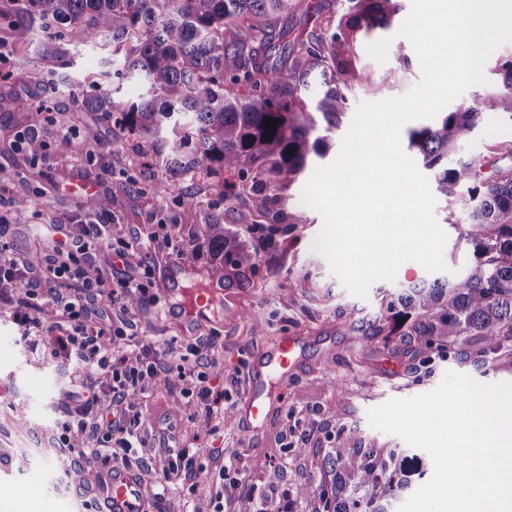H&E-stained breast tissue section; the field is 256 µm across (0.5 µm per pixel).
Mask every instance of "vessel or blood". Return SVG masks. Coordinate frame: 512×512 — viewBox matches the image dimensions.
Instances as JSON below:
<instances>
[{"instance_id":"vessel-or-blood-1","label":"vessel or blood","mask_w":512,"mask_h":512,"mask_svg":"<svg viewBox=\"0 0 512 512\" xmlns=\"http://www.w3.org/2000/svg\"><path fill=\"white\" fill-rule=\"evenodd\" d=\"M401 25V18L391 13L381 22L370 26L363 24L349 32L347 41L350 46L357 48V61L363 67H375V60L365 53L366 46L396 35ZM186 273V267L180 262H169L160 280V288L168 299V319L177 320L181 332L196 334L204 330L208 321L207 304L221 302L224 282L215 277L209 278L207 299H197L184 287ZM305 344L304 336L289 333L280 337L262 357L251 362L247 378L248 392L234 412L235 419L248 433H257L269 420L276 400L274 385L301 367ZM146 509L147 499L141 474L129 468L112 469L106 512H146Z\"/></svg>"}]
</instances>
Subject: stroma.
I'll return each mask as SVG.
<instances>
[{
  "label": "stroma",
  "instance_id": "stroma-1",
  "mask_svg": "<svg viewBox=\"0 0 512 512\" xmlns=\"http://www.w3.org/2000/svg\"><path fill=\"white\" fill-rule=\"evenodd\" d=\"M58 61L45 60L35 45H19L9 30L0 31V170L22 174L21 183L0 190V203L24 210L14 225L10 244L41 257L49 228L36 223V212L69 213L77 210L72 183L94 181L100 196L110 198L113 224L131 230L158 222L172 224L183 240L181 262L196 274H204L210 263L206 245L189 243L193 225L204 223L215 211H223L228 228H235L237 209L259 208L260 195L220 200L204 178L187 180L185 188L195 195V205L183 200L154 196L142 174V159L135 152L115 145L111 123L81 107L84 79L97 72L100 49L67 44ZM410 65L399 68V56ZM396 78L382 83L384 72ZM369 86L354 90L348 114H355L364 102H380L408 92L421 78L418 56L411 42L388 50L383 69L370 71ZM33 99L43 111L53 113L73 130L66 154L57 156L52 168L29 164L17 148L18 132L46 137L45 125H33L15 112L14 97ZM512 140V117L486 113L482 123L463 143L462 157H479L493 166L503 160L495 144ZM455 203L437 196L435 216L447 239L443 258L448 276L460 274L470 260L468 247L453 226ZM305 209V208H304ZM323 228V218L306 208L300 224H273L259 217L257 225L240 231L243 240L258 246L255 267L230 271L224 283V312L213 317L206 334L219 336V366L231 379L234 401L246 393V375L252 358L270 349L284 332L299 331L307 336L300 370L288 379V387L275 405L267 427L256 439L245 436L235 421L223 430L207 435L176 405L168 383H161L142 402L141 426L147 432L173 433L193 448H222L224 468L238 473L241 484L227 486L224 495L239 498L259 496L267 489L288 499V512H314L316 503L296 495L298 482L329 485L324 465L337 436L351 446L397 449L418 454L400 436L370 426L368 412L395 398H410L436 389L446 372L470 376L482 384L512 382V352L488 360L478 352L475 341L458 343L447 358L421 362L418 352L405 341L372 337L369 321L379 308L385 292L435 275L418 267L394 280L373 282L366 297L352 294L335 275L328 260L313 248ZM353 326L352 335L337 326ZM137 335L146 343L163 347L170 342L192 343L170 322L164 304L140 315ZM73 388L64 365L44 348H31L20 329L0 314V486L18 494L33 493V512H99L102 503L87 500L78 490L77 451H59L53 440L62 418L60 397ZM54 462H46V451ZM264 466L255 469L254 458ZM145 479L152 497L172 505L188 490L176 475L157 469L149 454L133 464Z\"/></svg>",
  "mask_w": 512,
  "mask_h": 512
}]
</instances>
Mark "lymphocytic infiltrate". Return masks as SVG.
Listing matches in <instances>:
<instances>
[{
    "instance_id": "1",
    "label": "lymphocytic infiltrate",
    "mask_w": 512,
    "mask_h": 512,
    "mask_svg": "<svg viewBox=\"0 0 512 512\" xmlns=\"http://www.w3.org/2000/svg\"><path fill=\"white\" fill-rule=\"evenodd\" d=\"M15 214L0 209V309L9 314L32 346L65 362L78 389L62 402V447L83 451L79 487L93 495L92 472L101 458L130 466V449H148L164 472L194 483L201 466L215 479L207 493L192 494L185 512H255L253 498L224 504V451L178 447L175 437L150 445L140 426L138 405L161 380L173 381L176 400L209 434L220 429L224 394L213 386L219 339L200 338L178 348L136 340L137 314L157 297L151 258L173 246L168 225L114 235L99 216L71 214L49 219L57 237L40 260L12 248L7 229Z\"/></svg>"
}]
</instances>
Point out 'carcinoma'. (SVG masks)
Returning a JSON list of instances; mask_svg holds the SVG:
<instances>
[{
    "instance_id": "carcinoma-1",
    "label": "carcinoma",
    "mask_w": 512,
    "mask_h": 512,
    "mask_svg": "<svg viewBox=\"0 0 512 512\" xmlns=\"http://www.w3.org/2000/svg\"><path fill=\"white\" fill-rule=\"evenodd\" d=\"M320 30L288 40L280 17L294 0H0V22L14 38L31 43L54 20H69L68 40L112 47V77L145 86L122 104L93 83L83 108L110 120L119 143L131 136L147 145L145 170L154 193L190 199L181 182L205 173L221 185V200L236 188L263 195L274 224L303 223L304 207L284 213L279 190L292 185L328 150L330 134L347 111L348 93L368 85L352 65L347 32L383 13L395 0H350ZM503 90L446 113L437 123L408 130L409 148L433 171L436 190L454 196L466 188L460 235L470 265L448 280L410 283L392 294L376 318V334L401 336L422 352L444 353L458 341L478 338L481 353L496 358L512 341V166L484 171L479 159L456 157L487 112L512 118V58L498 65ZM14 109L32 123L39 110L29 99ZM278 120L275 130L265 119ZM162 169L157 174L154 168ZM213 260L209 275L252 268L258 252L224 228L223 213L193 226ZM325 462L335 474L329 488L296 486L323 512H392V504L420 473L421 459L396 451L351 448L336 442Z\"/></svg>"
}]
</instances>
